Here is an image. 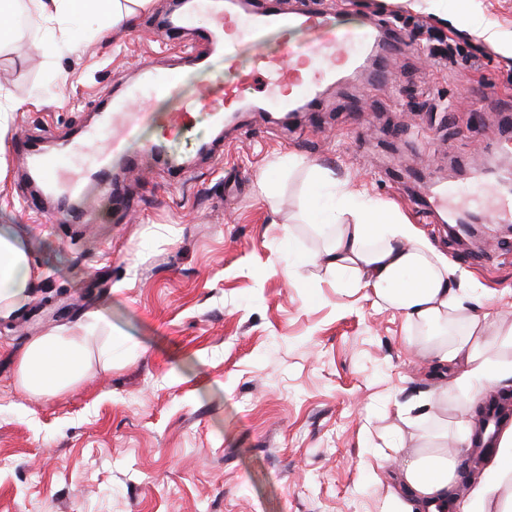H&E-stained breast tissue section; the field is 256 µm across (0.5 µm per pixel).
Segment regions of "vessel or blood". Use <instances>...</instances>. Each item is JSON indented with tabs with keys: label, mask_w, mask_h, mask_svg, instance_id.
<instances>
[{
	"label": "vessel or blood",
	"mask_w": 512,
	"mask_h": 512,
	"mask_svg": "<svg viewBox=\"0 0 512 512\" xmlns=\"http://www.w3.org/2000/svg\"><path fill=\"white\" fill-rule=\"evenodd\" d=\"M201 0H184L182 7L158 20L156 34L164 40L175 39ZM212 25L201 39L204 50L194 58L196 67L208 64L211 50L223 48L224 65L236 64L235 46L242 41H256L272 30L306 29L320 31L317 42L297 47L284 44L279 54L256 58L252 69L238 72L234 81L207 87L198 97L183 104L180 111L169 113L171 133L188 125L192 112L205 111L215 126H223L244 107L264 109L273 106L289 112L298 106L315 109L322 86L336 77L338 63L359 65L368 58H383L387 50L377 29L369 26L339 29L333 18L320 11L292 16L283 13L277 0H265L262 8L252 12L238 10L235 0H211ZM139 79L119 82L112 99L101 105L95 126L88 129L82 142L67 151L46 149L42 139L24 137L17 148L26 162L30 183L43 192L76 199L85 182L115 185L128 178L134 162L116 168L112 159L123 156L124 142L134 127L149 115L151 102L160 94L175 90L181 79L176 70L158 71L147 63L139 65ZM263 80L261 96L246 99L244 90L256 80Z\"/></svg>",
	"instance_id": "obj_1"
}]
</instances>
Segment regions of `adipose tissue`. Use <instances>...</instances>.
<instances>
[{
	"mask_svg": "<svg viewBox=\"0 0 512 512\" xmlns=\"http://www.w3.org/2000/svg\"><path fill=\"white\" fill-rule=\"evenodd\" d=\"M150 2L0 0V46L14 35L13 19L20 10L45 29L40 48L48 53L67 35L55 30L54 22L108 13L119 26ZM346 210L354 220L341 225L335 213H328L327 223L337 229L328 246L311 256L312 264L373 289L381 302L418 325H447L464 313L447 258L401 213L375 204H350ZM36 279L21 237L12 227L0 226V317H10L29 301ZM467 316L469 331L454 346L428 343L419 352L438 366L461 363L463 371L452 386L460 395L461 417L472 418L488 392L512 384V362L490 359L483 316ZM111 329V320L96 311L80 329L60 328L34 338L18 358V388L33 397L51 396L80 385L96 367L111 366V347L92 346L98 331ZM398 482L404 494L394 497L391 512H444L451 502L460 503L462 512H512V424L503 429L492 464L472 489L461 486L457 456L443 442L413 449L398 466Z\"/></svg>",
	"mask_w": 512,
	"mask_h": 512,
	"instance_id": "1",
	"label": "adipose tissue"
}]
</instances>
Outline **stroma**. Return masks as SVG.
<instances>
[{"label":"stroma","instance_id":"1","mask_svg":"<svg viewBox=\"0 0 512 512\" xmlns=\"http://www.w3.org/2000/svg\"><path fill=\"white\" fill-rule=\"evenodd\" d=\"M283 9L322 8L336 25L375 24L392 49L387 79L377 60L322 89L316 113L292 123L250 112L228 125L222 152L198 155L212 126L202 112L170 137L184 168L173 174L144 145L164 116L217 79L232 80L224 56L209 69L186 59L211 23L195 13L182 37L159 41L168 0H153L116 29L73 26L53 57L31 32L0 49V120L7 123L0 225L22 237L38 278L17 317L0 320V512H378L397 491L385 460L423 439L455 434L448 401L438 418L408 425L411 399L448 384L417 351L431 333L347 277L306 264L332 233L313 172L339 190L399 210L448 259L465 306L481 309L487 334L512 323V234L485 248L448 239L447 213L415 204L411 169L449 195L483 202L470 171L512 172L494 152L512 132V0H472L471 24L447 19L448 0H281ZM304 46L315 31H272L242 42L237 64L274 54L283 39ZM444 42L477 55L494 88L467 63H435ZM185 66L174 95L153 102L126 144L137 170L118 208L103 186L81 197L84 221L46 220L21 195L22 135L51 131L71 142L111 97L115 79L136 80L140 62ZM482 71V72H483ZM267 173L272 199L259 194ZM173 237L157 236L158 227ZM498 299L481 303L483 290ZM107 309L111 367L78 387L35 399L16 385L17 356L33 337Z\"/></svg>","mask_w":512,"mask_h":512}]
</instances>
